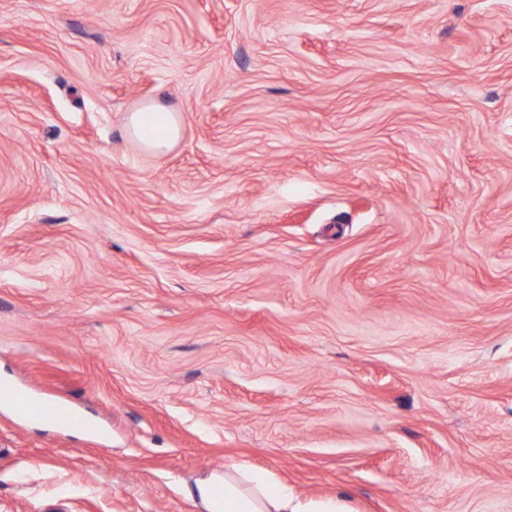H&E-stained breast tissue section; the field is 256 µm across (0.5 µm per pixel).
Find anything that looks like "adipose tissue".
I'll list each match as a JSON object with an SVG mask.
<instances>
[{
  "label": "adipose tissue",
  "mask_w": 512,
  "mask_h": 512,
  "mask_svg": "<svg viewBox=\"0 0 512 512\" xmlns=\"http://www.w3.org/2000/svg\"><path fill=\"white\" fill-rule=\"evenodd\" d=\"M125 130L153 153L169 150L181 136L178 117L155 104L131 112ZM195 494L205 512H336L335 499L301 502L266 472L239 465L226 468L222 482L199 484Z\"/></svg>",
  "instance_id": "1"
}]
</instances>
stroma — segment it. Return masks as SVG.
<instances>
[{
	"label": "stroma",
	"instance_id": "1",
	"mask_svg": "<svg viewBox=\"0 0 512 512\" xmlns=\"http://www.w3.org/2000/svg\"><path fill=\"white\" fill-rule=\"evenodd\" d=\"M1 381L0 512H512V0H0ZM153 115L161 120L160 125L154 129L148 124V117ZM128 136L138 138L147 151L162 153L169 150L181 136V125L178 117L172 112H163L158 105H151L146 110L131 112L125 123ZM194 494L205 512H343L333 498L303 504L265 471L239 465L224 469L223 482L199 484Z\"/></svg>",
	"mask_w": 512,
	"mask_h": 512
}]
</instances>
